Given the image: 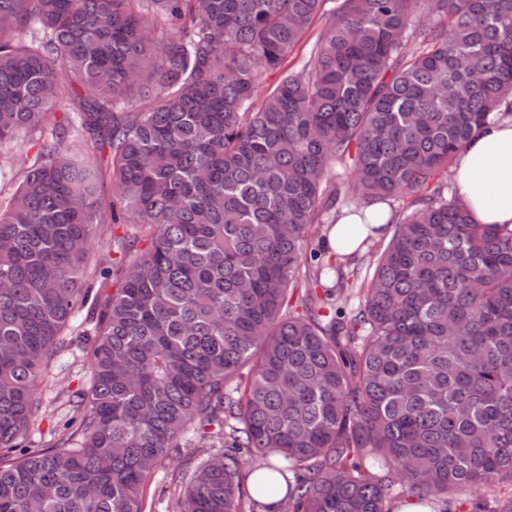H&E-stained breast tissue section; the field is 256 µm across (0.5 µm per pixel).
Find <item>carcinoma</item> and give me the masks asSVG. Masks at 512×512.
<instances>
[{
    "label": "carcinoma",
    "mask_w": 512,
    "mask_h": 512,
    "mask_svg": "<svg viewBox=\"0 0 512 512\" xmlns=\"http://www.w3.org/2000/svg\"><path fill=\"white\" fill-rule=\"evenodd\" d=\"M509 115L512 0H0V146H38L0 208V512H142L184 448L178 512L512 486V229L445 181ZM356 195L398 203L390 238L324 264ZM96 220L150 244L89 272ZM84 309L88 390L33 446Z\"/></svg>",
    "instance_id": "carcinoma-1"
}]
</instances>
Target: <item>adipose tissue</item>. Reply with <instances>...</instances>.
<instances>
[{"label": "adipose tissue", "instance_id": "obj_1", "mask_svg": "<svg viewBox=\"0 0 512 512\" xmlns=\"http://www.w3.org/2000/svg\"><path fill=\"white\" fill-rule=\"evenodd\" d=\"M449 175L473 222L512 225V117L484 127L460 152ZM367 212L375 217L369 227L355 214L337 221L328 237L332 251L351 253L370 230L383 227L389 217L383 205L368 207Z\"/></svg>", "mask_w": 512, "mask_h": 512}]
</instances>
